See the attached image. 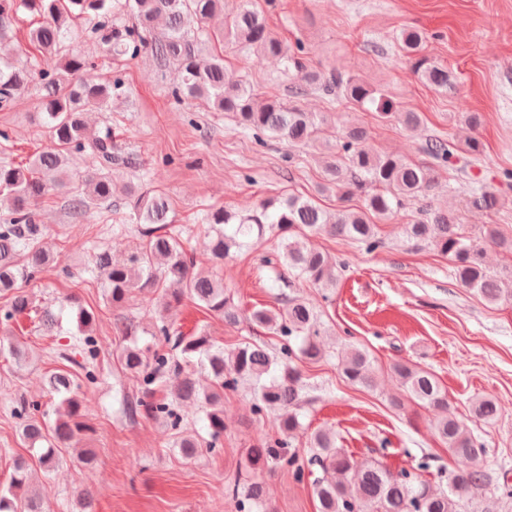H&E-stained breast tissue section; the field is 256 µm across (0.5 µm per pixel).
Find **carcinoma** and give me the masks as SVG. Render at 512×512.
<instances>
[{
    "label": "carcinoma",
    "instance_id": "obj_1",
    "mask_svg": "<svg viewBox=\"0 0 512 512\" xmlns=\"http://www.w3.org/2000/svg\"><path fill=\"white\" fill-rule=\"evenodd\" d=\"M24 8L40 18L28 31V41L38 52L31 65H16L0 56V109L12 106L17 94L31 84L39 87V122L49 139V147L32 155L24 164H0V202L9 207V215L0 222V295L8 304L0 310V323L7 326L22 315L40 312L46 330L58 324L57 315L48 307L36 308L22 287L42 274L53 258L41 244L42 228L33 207L48 191L66 185L68 162L80 155L89 163L82 176V191L68 199L71 215L85 214L92 204H110L120 172L136 168V159L121 152L111 129L94 131L84 116L107 109L113 93L122 89L119 77L100 79L91 74L94 63L76 50L63 51L72 32V23L82 18L100 36L106 54L119 58L149 51L174 65L170 87L173 102L205 100L217 112H229L239 126L254 135L270 134L293 145L308 146L316 140L320 119L295 105L277 99L258 100L253 88L224 65V55L213 53L203 63V46L214 38L228 37L258 53L284 61L288 75L303 74L304 83L293 85L295 96L316 86L329 95L338 94L358 106L374 109L382 121H398L413 130L421 124L417 112H399L381 91L365 81L340 74H324L290 49L269 28L254 0H239L237 11L224 16V0H0V31L11 24L14 14ZM164 21V31L155 35L156 22ZM425 36L417 29L400 35V44L419 80L442 91L457 84L456 72L434 62L424 52ZM419 151L427 162L417 164L374 152L363 126L342 131L336 159L327 168L329 182L336 185L340 197L362 199L358 209L327 211L315 199L290 194L285 198L261 201L245 215L212 208L202 223L211 233L210 252L217 264L230 258L232 249H242L271 234L279 238L269 264L288 268L298 281L320 288L336 287L339 264L328 254L308 246V237L325 233L358 244L366 252L385 245L379 223L410 205L418 206V215L402 225L406 241L414 246L433 245L453 263V275L464 288L476 291L490 303L512 298V289L502 288L503 279L512 282V274L503 278L484 264L485 246L493 245L512 254V235L502 233L494 224L483 225L480 236L470 235L460 218L452 213L434 211L423 204L434 183L437 170L469 186V204L492 210L498 197L488 186L473 181L470 167L483 161L480 140L473 136L461 143L452 137L425 140ZM126 196L139 223L141 242L126 261L112 262L109 254H98L92 272L103 276L114 305L125 303L137 291H162L167 311L189 297L211 314L235 325L246 320L278 336L273 348L256 341H242L226 353L205 335L184 336L169 320H161L151 341L139 344L136 325L128 321L122 336L131 344L121 350L125 369L140 380V396L126 398L130 416L163 421L173 430L181 428L179 412L185 403L197 405L208 440L202 442L186 435L175 442L182 456L192 458L201 447L215 449L224 435V392H235L243 382L254 385L253 412L262 416L279 410L274 425L279 436L252 448L249 463L254 469L269 464L288 471L298 482L311 480L318 512H464L471 487L485 481L480 469L450 471L446 490L437 491L410 471L392 474L377 462L358 463L336 447V435L318 430L310 435V450L303 455L294 449L302 428L298 407L302 399L301 373L297 363L323 358L318 338L321 322L310 306L298 296H287L277 309H255L245 315L233 295L224 289V279L195 273V260L171 226L166 197L141 188H127ZM96 321L92 310H78L79 335L75 339L81 362L78 367L87 384H98L102 375L97 368L101 347L93 334ZM207 370L212 383L200 390L195 368ZM343 377L352 385L369 388L373 384L369 354L350 346L340 361ZM408 398L443 412L434 425L435 433L455 457L477 461L486 453V444L473 436L450 410L448 396L437 377L407 362L393 365ZM163 379L176 381L171 395L154 398V386ZM71 374L50 375L49 391L63 396L53 423L43 421L41 404L22 400L15 410L22 436L38 448L40 463L52 468L57 463L56 447L69 445L92 431L84 421L82 403L74 392ZM474 413L493 418L497 403L481 399L473 404ZM29 466L19 458L13 463L10 487L0 490V512H43L38 497L25 492ZM229 493L243 507L263 502V485L236 482Z\"/></svg>",
    "mask_w": 512,
    "mask_h": 512
}]
</instances>
